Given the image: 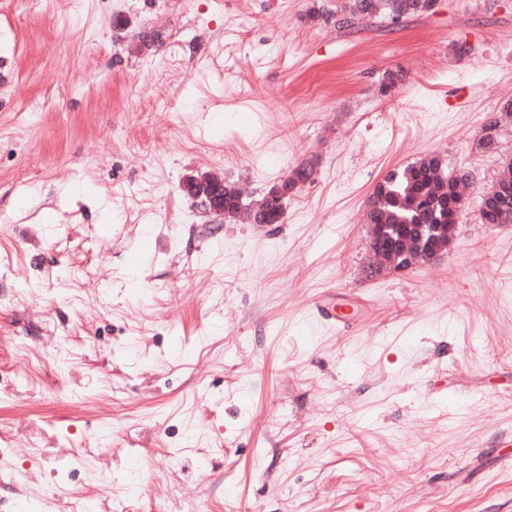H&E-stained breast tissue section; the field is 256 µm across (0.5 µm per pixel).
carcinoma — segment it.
Here are the masks:
<instances>
[{
    "mask_svg": "<svg viewBox=\"0 0 512 512\" xmlns=\"http://www.w3.org/2000/svg\"><path fill=\"white\" fill-rule=\"evenodd\" d=\"M433 0H347L343 5L342 20L352 26L364 17L383 16L395 20L401 16H418L431 12ZM499 128L495 124L483 126L477 141L482 152L496 150ZM315 165L303 162L293 169L294 177L288 179V191L299 182L311 180ZM470 172L465 167H449L439 157H427L391 171L374 192L372 207L367 210L366 221L384 228L382 238L397 236L406 224H422V233L428 237L437 233L438 227L452 223L450 203L459 188L469 181ZM500 191L491 204L482 211L484 224H512V158L502 164L497 180ZM234 185L224 184V213L243 224L253 223L254 211L238 202L232 193Z\"/></svg>",
    "mask_w": 512,
    "mask_h": 512,
    "instance_id": "1",
    "label": "carcinoma"
}]
</instances>
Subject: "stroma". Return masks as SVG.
<instances>
[{
    "label": "stroma",
    "mask_w": 512,
    "mask_h": 512,
    "mask_svg": "<svg viewBox=\"0 0 512 512\" xmlns=\"http://www.w3.org/2000/svg\"><path fill=\"white\" fill-rule=\"evenodd\" d=\"M345 2L0 0V512H512V125L476 148L512 0ZM432 155L471 172L449 251L368 275V196ZM311 156L280 224L180 189ZM433 0H347L343 5L341 27L355 24L364 17L383 16L391 20L404 16H418L431 12ZM436 2H433V7ZM496 185L500 186V191L495 193L491 204L487 206V210L481 213L479 209L482 223L512 224V158L503 162L502 173ZM232 188L236 187L209 173L188 176L182 183V191L185 195L197 206L217 218L224 219L225 213L227 218L239 221L242 224H258L253 221L252 217L253 214L259 212H254L243 203L240 204L237 197L232 193Z\"/></svg>",
    "instance_id": "35a3bbf8"
}]
</instances>
